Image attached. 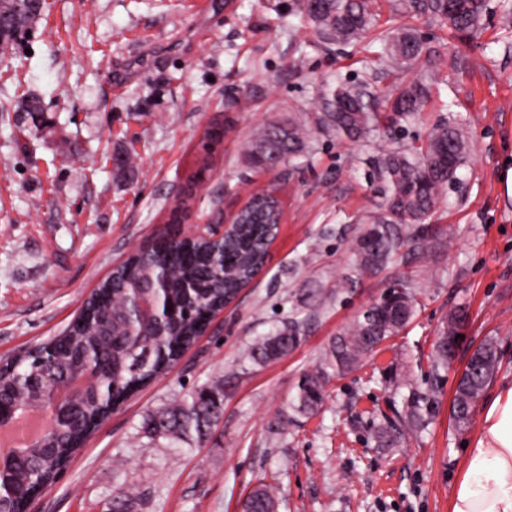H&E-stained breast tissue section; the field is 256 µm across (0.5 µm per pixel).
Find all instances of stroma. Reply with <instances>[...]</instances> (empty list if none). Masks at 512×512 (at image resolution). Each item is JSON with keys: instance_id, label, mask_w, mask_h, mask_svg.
Returning <instances> with one entry per match:
<instances>
[{"instance_id": "stroma-1", "label": "stroma", "mask_w": 512, "mask_h": 512, "mask_svg": "<svg viewBox=\"0 0 512 512\" xmlns=\"http://www.w3.org/2000/svg\"><path fill=\"white\" fill-rule=\"evenodd\" d=\"M481 34L453 37L413 22L447 70L415 124L365 146L317 136L282 174L251 167L254 129L311 119L325 81L365 76L363 44H325L297 0H47L29 36L0 58V360L61 334L112 267L166 225L231 215L275 188L284 217L266 267L170 369L115 409L31 512H241L259 484L277 512H449L463 445L479 430L440 413L400 447L368 441L371 411L389 412V370L415 381L448 314L463 338L443 385L450 401L469 352L496 340L492 385L512 383V15L499 0ZM460 118L470 153L426 225L435 237L358 275L354 247L382 193L371 160ZM135 156L118 174L115 156ZM411 283V323L332 378L318 411L291 407L302 373L332 339L397 283ZM294 319L305 342L258 364L247 347ZM223 380V414L199 448L149 442L146 415Z\"/></svg>"}]
</instances>
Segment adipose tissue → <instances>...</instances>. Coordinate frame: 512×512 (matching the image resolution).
Instances as JSON below:
<instances>
[{"label":"adipose tissue","instance_id":"1","mask_svg":"<svg viewBox=\"0 0 512 512\" xmlns=\"http://www.w3.org/2000/svg\"><path fill=\"white\" fill-rule=\"evenodd\" d=\"M480 430L465 450L450 512H512V385L481 407Z\"/></svg>","mask_w":512,"mask_h":512}]
</instances>
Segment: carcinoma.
I'll list each match as a JSON object with an SVG mask.
<instances>
[{"mask_svg":"<svg viewBox=\"0 0 512 512\" xmlns=\"http://www.w3.org/2000/svg\"><path fill=\"white\" fill-rule=\"evenodd\" d=\"M453 2L450 9L448 0H394L392 8L409 18L428 17L453 35L477 33L487 20V0ZM0 7L16 10L19 19L30 24L40 14L39 4L32 0H3ZM303 11L313 30L329 44L348 45L372 35L370 43L380 47L379 68L362 80L338 75L326 83L316 100L312 122L290 118L259 128L245 150L254 168L266 170L272 159L280 167L309 153L317 133L367 143L383 122L413 123L427 104L430 85L438 82L443 58L437 50L414 27L381 28L375 0H319L315 5L304 3ZM422 61L433 68L405 79ZM384 80L389 81V89L381 94L375 83ZM469 150L463 126L454 119H443L433 125L421 145L402 146L373 158L371 178L381 186L386 203L359 235V273L372 275L399 253L405 244L402 225L425 220L456 179ZM265 234L266 226L259 223L258 215L248 213L240 217L236 235L222 243L175 240L164 248L151 244L112 270L111 278L97 288L86 311L66 332L4 364L0 398L29 412L39 410L41 371L51 369L60 377L77 378L86 368L90 350L105 364L98 394L79 399L76 414L46 441L22 447L25 455L15 473L4 478L17 492L10 507L23 512L30 498L65 471L74 452L113 405L162 374L195 342L206 311L224 304L264 263ZM155 266L169 270L170 293L178 300V309L163 324H145L139 335L127 336L124 296ZM415 308V293L404 284L385 306L363 310L349 330L336 337L314 370L302 375L294 410L302 415L315 412L323 403L326 382L354 371L364 356L406 327ZM466 316L465 310H455L439 336L459 334ZM305 335V323L291 320L283 329L255 341L250 357L257 363L277 360L297 348ZM452 362L443 344L434 343L422 383L406 384L408 394L402 396L401 405L375 417L371 437L379 447L394 448L405 431L422 430L434 422ZM499 362L496 341L488 339L476 347L456 381L450 416L455 428L469 426L473 407ZM222 405L223 384L216 380L200 393L149 415L144 432L152 439L199 447L219 421ZM275 508L276 496L269 485L255 487L242 504V512H274Z\"/></svg>","mask_w":512,"mask_h":512,"instance_id":"cac0c4a2","label":"carcinoma"}]
</instances>
